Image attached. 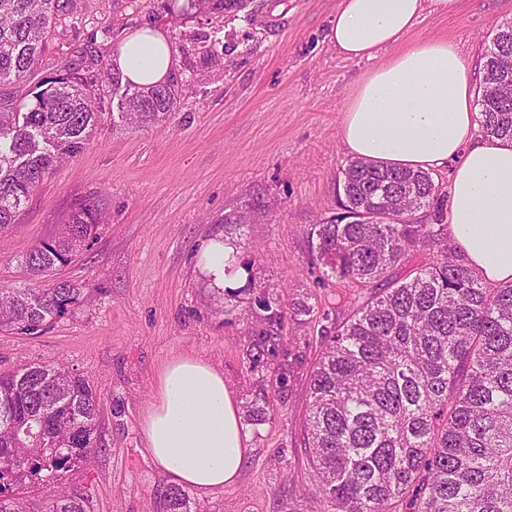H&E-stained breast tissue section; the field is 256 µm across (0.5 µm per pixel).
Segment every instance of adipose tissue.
Segmentation results:
<instances>
[{
  "instance_id": "1",
  "label": "adipose tissue",
  "mask_w": 512,
  "mask_h": 512,
  "mask_svg": "<svg viewBox=\"0 0 512 512\" xmlns=\"http://www.w3.org/2000/svg\"><path fill=\"white\" fill-rule=\"evenodd\" d=\"M460 0H339L329 38L345 58L375 60L356 83L339 129L351 157L424 171L451 167L449 224L468 262L493 284L512 282V140L479 139L477 78L442 38L408 42L424 10L451 14ZM171 45L145 29L129 36L123 80L166 79ZM145 450L172 483L208 493L235 482L246 436L222 372L181 357L158 374L142 422Z\"/></svg>"
}]
</instances>
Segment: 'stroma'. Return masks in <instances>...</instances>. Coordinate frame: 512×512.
<instances>
[{
    "label": "stroma",
    "mask_w": 512,
    "mask_h": 512,
    "mask_svg": "<svg viewBox=\"0 0 512 512\" xmlns=\"http://www.w3.org/2000/svg\"><path fill=\"white\" fill-rule=\"evenodd\" d=\"M338 0H250L249 17L232 20L179 12L158 18L135 0H78L59 17L39 67L27 80L0 84V108L33 103L40 84L80 66L95 44L150 27L171 37L172 71L193 75L169 120L131 126L104 120L83 152L50 171L19 224L0 235V286L29 278L17 258L57 233L74 205L95 201L97 237L71 262L39 279L82 293L44 332L0 333V372L43 362L84 378L100 403L102 450L64 487H83L93 512H166L158 492L170 481L147 455L143 413L161 368L193 356L223 371L239 405L268 394L264 418L243 417L248 453L236 481L210 493L189 491L190 512H333L311 495L301 425L309 373L321 349L322 324L303 305L335 306L356 286L324 279L310 265L311 224L336 215L338 180L349 156L339 127L357 80L373 66L339 54L328 33ZM512 21V0H464L457 13L424 11L409 41H453L481 71L493 25ZM223 52L206 69L190 43ZM255 207L251 223L224 216ZM214 241L231 243L242 277L215 286L200 258ZM285 311L275 360L252 366L248 332L262 293ZM290 367L286 392L279 365Z\"/></svg>",
    "instance_id": "obj_1"
}]
</instances>
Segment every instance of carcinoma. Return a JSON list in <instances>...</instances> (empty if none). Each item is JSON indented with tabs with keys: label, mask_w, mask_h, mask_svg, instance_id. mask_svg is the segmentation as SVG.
<instances>
[{
	"label": "carcinoma",
	"mask_w": 512,
	"mask_h": 512,
	"mask_svg": "<svg viewBox=\"0 0 512 512\" xmlns=\"http://www.w3.org/2000/svg\"><path fill=\"white\" fill-rule=\"evenodd\" d=\"M247 0H186L182 10L235 17ZM74 0H0V83L37 68L56 17ZM89 64L49 80L25 111H0V233L19 223L31 193L58 164L80 154L107 114L100 87L120 73L85 47ZM512 58V22L497 26L484 52L481 126L512 139V90L495 86ZM183 78L130 82L118 117L145 125L177 109ZM340 212L312 225V263L360 288L318 310L331 335L308 380L303 441L316 476L312 495L334 512H512V284L489 288L444 236L445 196L426 171L359 159L339 177ZM100 223L81 202L50 240L18 257L37 279L89 246ZM428 263L399 279L420 249ZM81 294L69 281L50 288H0V332L44 331ZM248 333L249 361L273 360L282 344L280 301L263 296ZM102 448L92 387L61 365L0 374V512H26L21 494L45 495L44 512H91L84 489L60 486ZM186 512L176 486L160 493Z\"/></svg>",
	"instance_id": "obj_1"
}]
</instances>
